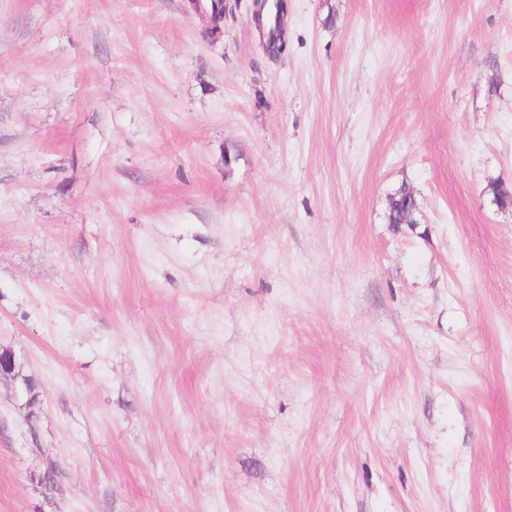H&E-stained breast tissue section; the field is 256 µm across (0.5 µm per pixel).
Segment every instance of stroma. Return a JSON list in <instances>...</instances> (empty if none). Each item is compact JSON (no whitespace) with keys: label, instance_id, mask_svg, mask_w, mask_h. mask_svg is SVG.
I'll use <instances>...</instances> for the list:
<instances>
[{"label":"stroma","instance_id":"35a3bbf8","mask_svg":"<svg viewBox=\"0 0 512 512\" xmlns=\"http://www.w3.org/2000/svg\"><path fill=\"white\" fill-rule=\"evenodd\" d=\"M288 4L0 0V512H512V0ZM201 4L204 6H208L210 0H201ZM224 2V0H223ZM222 1H218L217 3H210V6L203 9V12L206 14L209 26L203 31L202 37L204 39H208L212 42L217 41L214 39L217 33L222 32V25L224 19V3ZM282 6V10L285 13V3L281 1L274 2L273 17H270L268 10L264 17V36L262 40L265 42L269 54L277 55L285 50V43L280 35V29L278 25V6Z\"/></svg>","mask_w":512,"mask_h":512}]
</instances>
